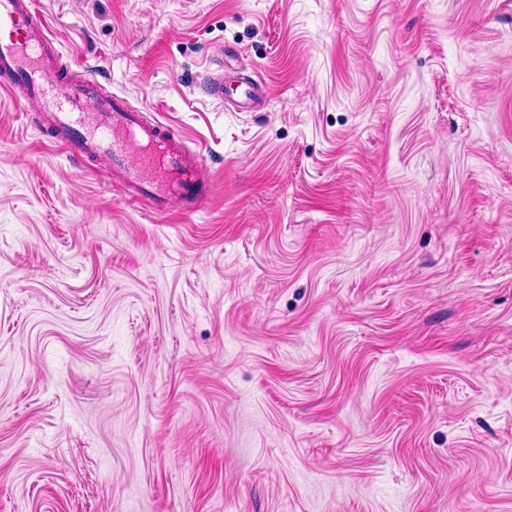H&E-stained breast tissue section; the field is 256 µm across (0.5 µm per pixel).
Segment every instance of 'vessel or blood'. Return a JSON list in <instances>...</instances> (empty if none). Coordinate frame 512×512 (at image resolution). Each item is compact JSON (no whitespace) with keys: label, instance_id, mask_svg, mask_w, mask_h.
Returning <instances> with one entry per match:
<instances>
[{"label":"vessel or blood","instance_id":"1","mask_svg":"<svg viewBox=\"0 0 512 512\" xmlns=\"http://www.w3.org/2000/svg\"><path fill=\"white\" fill-rule=\"evenodd\" d=\"M241 104L265 96L252 78ZM0 89L37 104L35 125L75 162L101 168L108 183L160 215L201 209L213 178L199 151L162 121L146 118L91 74L63 63L36 0H0Z\"/></svg>","mask_w":512,"mask_h":512}]
</instances>
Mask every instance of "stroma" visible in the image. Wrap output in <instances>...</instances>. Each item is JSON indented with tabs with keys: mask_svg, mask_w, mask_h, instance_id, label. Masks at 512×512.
Instances as JSON below:
<instances>
[{
	"mask_svg": "<svg viewBox=\"0 0 512 512\" xmlns=\"http://www.w3.org/2000/svg\"><path fill=\"white\" fill-rule=\"evenodd\" d=\"M37 5L216 190L0 91V512H512V0ZM237 83L236 90H239L240 104H244L247 108H253L264 99L265 91L256 80L248 77L242 78Z\"/></svg>",
	"mask_w": 512,
	"mask_h": 512,
	"instance_id": "1",
	"label": "stroma"
}]
</instances>
